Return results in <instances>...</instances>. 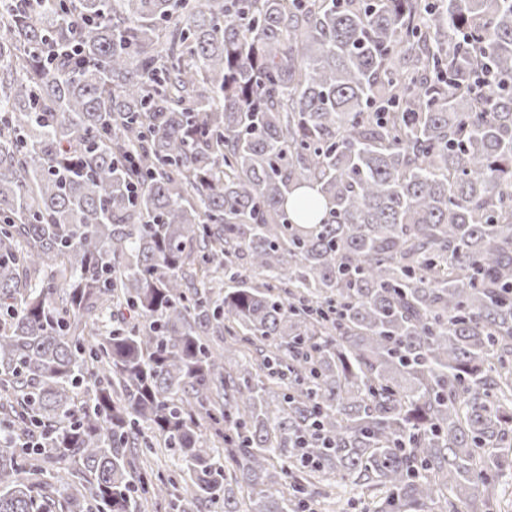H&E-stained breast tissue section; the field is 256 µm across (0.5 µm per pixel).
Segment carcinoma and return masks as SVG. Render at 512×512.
I'll return each mask as SVG.
<instances>
[{
    "mask_svg": "<svg viewBox=\"0 0 512 512\" xmlns=\"http://www.w3.org/2000/svg\"><path fill=\"white\" fill-rule=\"evenodd\" d=\"M504 469L512 0H0V512Z\"/></svg>",
    "mask_w": 512,
    "mask_h": 512,
    "instance_id": "carcinoma-1",
    "label": "carcinoma"
}]
</instances>
